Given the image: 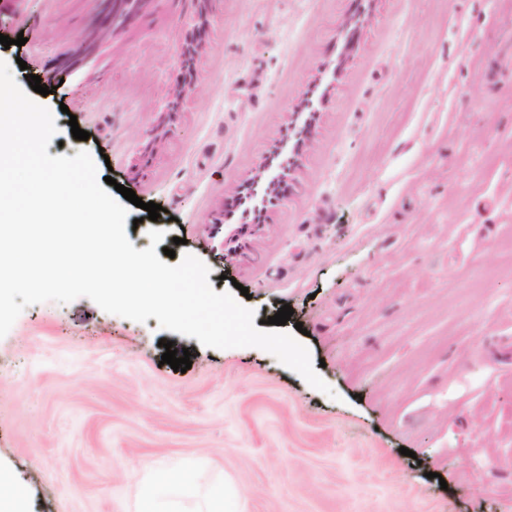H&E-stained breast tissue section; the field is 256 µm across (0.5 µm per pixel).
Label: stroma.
<instances>
[{
    "mask_svg": "<svg viewBox=\"0 0 512 512\" xmlns=\"http://www.w3.org/2000/svg\"><path fill=\"white\" fill-rule=\"evenodd\" d=\"M106 39L38 96L56 155L88 151L149 229L282 306L332 388L257 347L214 349L87 298L28 306L0 338V468L34 512H133L146 468L193 464V512L229 481L242 512H512V0H193ZM91 0H22L0 34L21 87L90 21ZM25 68H17L16 60ZM198 89L166 108L184 66ZM324 93L283 202L232 212L240 180ZM89 132L74 139L70 120ZM159 140L149 163L139 139ZM192 366L161 361L163 341Z\"/></svg>",
    "mask_w": 512,
    "mask_h": 512,
    "instance_id": "stroma-1",
    "label": "stroma"
}]
</instances>
